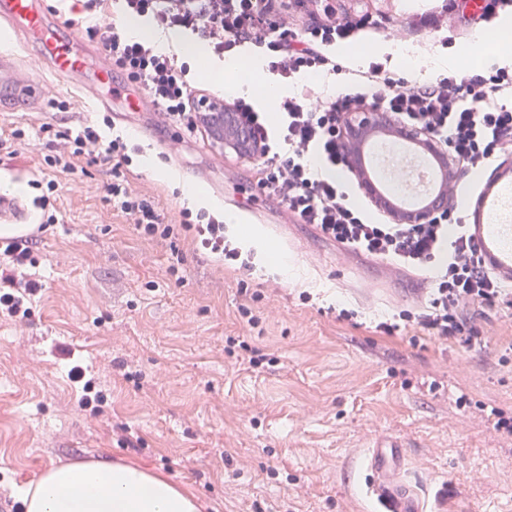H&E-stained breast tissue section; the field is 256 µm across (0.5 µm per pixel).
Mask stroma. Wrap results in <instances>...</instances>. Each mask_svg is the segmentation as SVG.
I'll list each match as a JSON object with an SVG mask.
<instances>
[{"mask_svg": "<svg viewBox=\"0 0 512 512\" xmlns=\"http://www.w3.org/2000/svg\"><path fill=\"white\" fill-rule=\"evenodd\" d=\"M486 33L467 55L414 37L411 64L394 56L397 38L341 44L334 54L349 68L375 58L395 76L425 82L449 68L512 63L494 28ZM13 47L22 76L43 81L45 101L0 112V138L26 132L12 153H0V192L19 195L42 227L32 315L0 317V490L12 502L50 466L100 459L168 478L202 512H386L365 490L364 465L376 440L398 436L407 445L401 478L424 512H512V438L488 413L512 410V319L471 305L482 341L470 348L421 338L415 326L376 333L378 322L421 302L419 280L388 274L294 223L254 195L249 163L218 156L178 127H157L153 113L123 118L112 87L101 90L111 109L98 110L48 72L35 46ZM106 118L139 146L126 176L164 210L170 237L142 236L112 209L105 169L45 164L54 148L42 123L63 130ZM510 172L508 156L458 174L466 222L486 188ZM36 180L56 183V223L40 222ZM191 188L205 194L200 209L234 215L228 233L255 251L249 278L180 229ZM172 264L178 276L167 275ZM243 305L257 325L240 314ZM342 308L351 320H337ZM238 338L266 363L239 369ZM76 365L104 397L99 416L80 405ZM129 433L139 448L125 444Z\"/></svg>", "mask_w": 512, "mask_h": 512, "instance_id": "obj_1", "label": "stroma"}]
</instances>
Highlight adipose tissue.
<instances>
[{
	"mask_svg": "<svg viewBox=\"0 0 512 512\" xmlns=\"http://www.w3.org/2000/svg\"><path fill=\"white\" fill-rule=\"evenodd\" d=\"M20 494L24 512H199L192 495L134 464L52 466Z\"/></svg>",
	"mask_w": 512,
	"mask_h": 512,
	"instance_id": "1",
	"label": "adipose tissue"
}]
</instances>
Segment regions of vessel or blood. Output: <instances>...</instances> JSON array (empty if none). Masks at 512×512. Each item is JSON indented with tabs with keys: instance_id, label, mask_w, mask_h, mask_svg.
Here are the masks:
<instances>
[{
	"instance_id": "b4317fda",
	"label": "vessel or blood",
	"mask_w": 512,
	"mask_h": 512,
	"mask_svg": "<svg viewBox=\"0 0 512 512\" xmlns=\"http://www.w3.org/2000/svg\"><path fill=\"white\" fill-rule=\"evenodd\" d=\"M0 34L21 37L37 45L50 73L64 86L78 87L89 97H96L100 86L107 84L105 68L93 64L100 47H85L83 42L57 30L54 13L47 0H0ZM39 80L22 78L19 59L14 51L0 49V112L12 111L16 101L30 108L42 105ZM29 221L24 201L11 193H0V223L25 224ZM475 237L482 256L494 267H507L503 255L512 257V226L508 224H479ZM405 445L397 438L378 439L371 449L365 468V484L370 495L379 500L387 512H420L416 495L400 479Z\"/></svg>"
}]
</instances>
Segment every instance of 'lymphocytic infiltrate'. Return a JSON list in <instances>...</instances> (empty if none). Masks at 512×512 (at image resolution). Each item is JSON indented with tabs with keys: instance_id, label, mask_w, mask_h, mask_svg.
I'll list each match as a JSON object with an SVG mask.
<instances>
[{
	"instance_id": "f902f5d3",
	"label": "lymphocytic infiltrate",
	"mask_w": 512,
	"mask_h": 512,
	"mask_svg": "<svg viewBox=\"0 0 512 512\" xmlns=\"http://www.w3.org/2000/svg\"><path fill=\"white\" fill-rule=\"evenodd\" d=\"M91 19L89 38H100L111 68L142 87L157 109V125H178L189 136L206 138L212 106L205 88L191 85L190 67L177 54L159 51L123 29L100 30L97 19L115 10L143 19L159 30H178L207 42L220 58L252 46L261 53L269 73L296 92L280 102L278 122L240 97L231 102L233 122L248 148L243 155L256 171V185L275 200L294 223L311 226L340 249L387 263L393 274L429 276L423 312L401 311L377 331L392 336L419 326L433 339L464 347L477 343V330L464 311L480 303L512 316V285L492 274L473 238L466 232L452 200L456 184H449L450 205L434 210L423 224H381L370 220L350 198L335 174L349 166L344 136L365 112H383L422 134L435 138L467 173L486 170L512 156V67H475L461 74L453 70L417 83L390 76L379 61L352 73L345 91L321 96L303 84L313 73L341 69L327 49L355 40L363 31L388 38H407L426 32L441 46L488 27L497 15L512 11V0H486L481 11L467 12L466 0H449L435 15L412 19L392 29L377 14L338 7L337 0H81ZM55 138L48 166L75 171V161L88 157L106 168L112 181L107 194L113 209L129 215L135 229L149 237L167 238L173 232L155 202L129 189L124 169L133 158L126 136L105 135L98 126L83 124L60 131L42 124ZM181 227L201 248L242 272L252 266L240 243L226 234L220 216L182 211ZM32 235L11 239L0 251V314L26 319L27 299L39 289L26 269L34 265Z\"/></svg>"
}]
</instances>
